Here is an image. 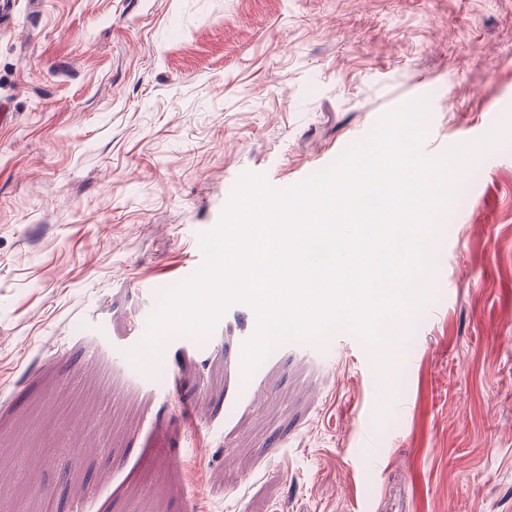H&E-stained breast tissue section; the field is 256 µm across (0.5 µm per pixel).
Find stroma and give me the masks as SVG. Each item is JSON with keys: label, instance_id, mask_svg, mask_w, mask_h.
I'll use <instances>...</instances> for the list:
<instances>
[{"label": "stroma", "instance_id": "obj_1", "mask_svg": "<svg viewBox=\"0 0 512 512\" xmlns=\"http://www.w3.org/2000/svg\"><path fill=\"white\" fill-rule=\"evenodd\" d=\"M509 93L512 0H0V512H512ZM424 97L422 152L479 155L389 401L339 333L245 376L244 302L100 387L243 175L296 185ZM90 366L95 368L96 366L98 367L99 371H97V374L99 375L100 373L102 385L110 393L119 394L132 389V385L126 376L121 372L115 370L112 371V366L103 365L98 361L96 364L94 362H90Z\"/></svg>", "mask_w": 512, "mask_h": 512}]
</instances>
